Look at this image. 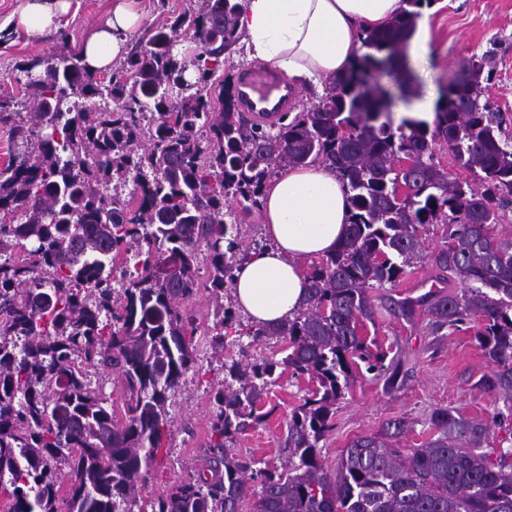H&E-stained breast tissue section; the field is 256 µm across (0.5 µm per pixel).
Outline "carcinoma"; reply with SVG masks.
<instances>
[{"mask_svg": "<svg viewBox=\"0 0 512 512\" xmlns=\"http://www.w3.org/2000/svg\"><path fill=\"white\" fill-rule=\"evenodd\" d=\"M432 0H401L383 29L366 30L347 74L292 120L238 111L216 74L240 40L243 0H203L155 30L127 59L129 77L105 79L80 52H52L23 68L33 111H10L17 156L0 168V489L9 512H512V448L490 447V423L448 409L428 419L417 448L404 418L353 439L336 466L319 443L354 368L399 386V363L374 352L372 289L394 285L424 258L422 229L444 226L430 254L439 290L390 300L393 315L431 332L474 330L491 365L475 383L512 418V236L497 237L512 203V139L485 97L483 60L448 86L433 124L391 118L392 95L374 73L400 67L401 45ZM202 51L173 52L180 31ZM40 69L34 75V69ZM119 111H112V103ZM448 145L474 180L451 179L432 145ZM412 163L402 168L396 159ZM336 172L351 217L336 251L306 273L291 320L249 325L247 345L224 357L240 317L224 290L250 250L240 228L283 166ZM235 204L237 210L224 209ZM233 216L227 223L225 215ZM132 275L113 277L117 263ZM213 325L189 303L200 291ZM275 338L281 357L252 344ZM224 370L212 392L211 436L197 472L149 502L148 477L172 435L169 401L200 346ZM118 376L119 408L90 374ZM316 382L288 416L278 465L235 443L272 411L258 405L285 372Z\"/></svg>", "mask_w": 512, "mask_h": 512, "instance_id": "1", "label": "carcinoma"}]
</instances>
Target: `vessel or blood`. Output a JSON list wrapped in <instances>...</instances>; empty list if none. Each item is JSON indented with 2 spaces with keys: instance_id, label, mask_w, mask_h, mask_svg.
I'll return each instance as SVG.
<instances>
[{
  "instance_id": "1",
  "label": "vessel or blood",
  "mask_w": 512,
  "mask_h": 512,
  "mask_svg": "<svg viewBox=\"0 0 512 512\" xmlns=\"http://www.w3.org/2000/svg\"><path fill=\"white\" fill-rule=\"evenodd\" d=\"M239 111L277 121L297 103L296 87L284 74L255 67L240 69L233 82Z\"/></svg>"
}]
</instances>
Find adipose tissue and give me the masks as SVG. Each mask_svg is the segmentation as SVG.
Wrapping results in <instances>:
<instances>
[{
	"instance_id": "1",
	"label": "adipose tissue",
	"mask_w": 512,
	"mask_h": 512,
	"mask_svg": "<svg viewBox=\"0 0 512 512\" xmlns=\"http://www.w3.org/2000/svg\"><path fill=\"white\" fill-rule=\"evenodd\" d=\"M400 5L401 0H245L237 30L251 57L320 88L354 66L362 30L384 26ZM69 8L70 0H28L15 24L39 37L56 29ZM140 20L135 0H114L111 19L82 44L89 67L104 70L123 58L125 34ZM262 210L270 245L237 271L233 298L252 322L272 325L302 306V262L335 251L350 208L335 172L315 163L270 183Z\"/></svg>"
}]
</instances>
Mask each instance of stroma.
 Listing matches in <instances>:
<instances>
[{
  "mask_svg": "<svg viewBox=\"0 0 512 512\" xmlns=\"http://www.w3.org/2000/svg\"><path fill=\"white\" fill-rule=\"evenodd\" d=\"M26 2L0 0V98L11 99L17 105L24 102V65L64 45L80 49L86 35L111 16L113 0H71L59 28L40 38L29 36L10 21ZM140 7L143 22L127 35L132 49L144 47L150 33L173 16L199 12L202 0H140ZM422 12L429 18L430 43L425 61L410 68L413 95L429 91L440 94L467 75L471 58L488 56L483 74L486 94L501 112L506 133L512 136V0H434ZM422 238L424 260L407 268L399 283L385 288V295L418 296L431 285L433 271L427 256L444 244L442 225H427ZM374 335L400 358L404 386L389 393L381 381L368 377L346 391L336 404V427L321 443V454L327 462H334L353 438L376 432L387 420L397 417L413 424L401 441L405 448L426 441L427 419L434 409L447 407L467 418L492 419L491 397L475 387L490 366L469 332L437 336L426 319L410 325L382 309ZM223 379L219 363L209 352H199L194 369L171 400V447L159 454L147 482L141 486L139 495L143 500L153 499L188 478L198 465L210 434L209 391ZM313 387L311 381L282 375L262 399L264 406L272 409V416L242 436L235 445L236 452L265 461L280 458L278 442L288 416Z\"/></svg>",
  "mask_w": 512,
  "mask_h": 512,
  "instance_id": "obj_1",
  "label": "stroma"
}]
</instances>
